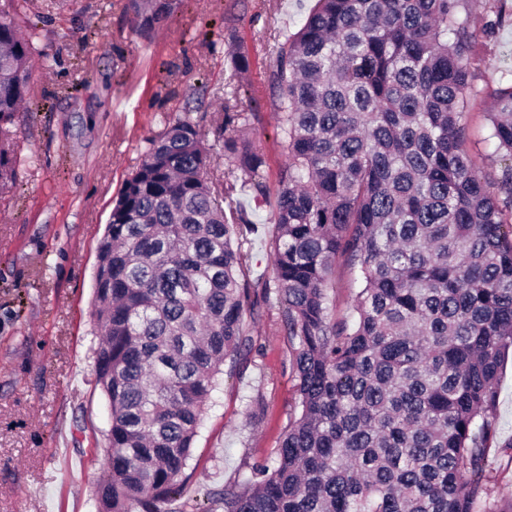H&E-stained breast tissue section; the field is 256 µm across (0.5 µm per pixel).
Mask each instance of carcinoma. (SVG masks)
Returning <instances> with one entry per match:
<instances>
[{
    "instance_id": "1",
    "label": "carcinoma",
    "mask_w": 512,
    "mask_h": 512,
    "mask_svg": "<svg viewBox=\"0 0 512 512\" xmlns=\"http://www.w3.org/2000/svg\"><path fill=\"white\" fill-rule=\"evenodd\" d=\"M180 0H126L135 26ZM471 24L465 0H316L281 39L273 81L285 155L270 261L297 416L273 464L206 493L200 512H512L487 502L498 386L512 351V82L488 89L495 182L466 147L469 77L506 21ZM29 40L0 24V197L15 184L8 125L29 91ZM239 89L224 92L226 126ZM217 162L192 123L149 142L99 247L96 384L111 424L97 512H178L205 405L224 363L251 350L258 315L225 213L265 159L224 136ZM364 286L353 319L329 290L337 259Z\"/></svg>"
}]
</instances>
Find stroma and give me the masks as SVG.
Returning <instances> with one entry per match:
<instances>
[{
  "label": "stroma",
  "instance_id": "35a3bbf8",
  "mask_svg": "<svg viewBox=\"0 0 512 512\" xmlns=\"http://www.w3.org/2000/svg\"><path fill=\"white\" fill-rule=\"evenodd\" d=\"M126 0H0L34 48L26 102L10 127L15 186L0 197V512H97L110 423L96 384L91 317L101 241L125 179L169 122L190 120L215 152L224 146L231 49L244 133L263 154L264 201L237 184L225 210L256 230L250 280L272 281L268 234L285 156L271 79L276 31H297L314 0H181L174 15L137 31ZM473 67V84L512 80V21ZM484 96L467 116V148L480 175L501 171ZM363 283L337 263L332 313L347 317ZM254 346L225 369L203 416L177 502L192 512L203 490L244 481L273 459L295 402L290 345L277 294L262 306ZM261 401L258 418L247 412Z\"/></svg>",
  "mask_w": 512,
  "mask_h": 512
}]
</instances>
